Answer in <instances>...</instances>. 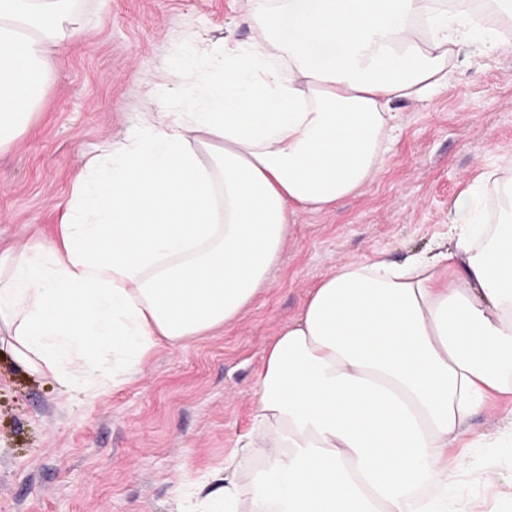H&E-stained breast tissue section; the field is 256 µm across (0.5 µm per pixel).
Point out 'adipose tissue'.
<instances>
[{
    "label": "adipose tissue",
    "mask_w": 512,
    "mask_h": 512,
    "mask_svg": "<svg viewBox=\"0 0 512 512\" xmlns=\"http://www.w3.org/2000/svg\"><path fill=\"white\" fill-rule=\"evenodd\" d=\"M69 0H0V151L69 39ZM259 34L207 61L200 105L86 162L57 239L0 252V342L22 367L103 395L160 342L232 326L297 211L372 184L399 100L448 83L476 33L468 0H246ZM446 248L342 262L269 344L256 424L224 461L225 512H483L449 498L503 403L512 440V179L448 207Z\"/></svg>",
    "instance_id": "adipose-tissue-1"
}]
</instances>
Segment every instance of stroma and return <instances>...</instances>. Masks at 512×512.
Returning a JSON list of instances; mask_svg holds the SVG:
<instances>
[{
	"instance_id": "obj_1",
	"label": "stroma",
	"mask_w": 512,
	"mask_h": 512,
	"mask_svg": "<svg viewBox=\"0 0 512 512\" xmlns=\"http://www.w3.org/2000/svg\"><path fill=\"white\" fill-rule=\"evenodd\" d=\"M245 0H73L71 36L9 151L0 152V247L58 235L71 185L143 115L204 93L193 49L250 42ZM394 108L400 130L375 182L334 209L297 212L267 286L236 323L187 347L160 344L93 399L19 367L0 347V512H181L213 495L254 421L265 348L341 262H396L448 235V206L487 169L512 176V48L466 44L446 88ZM464 480L485 512H512V446L474 451Z\"/></svg>"
}]
</instances>
